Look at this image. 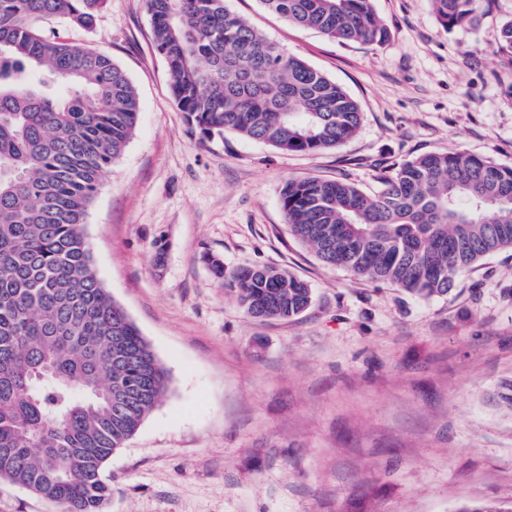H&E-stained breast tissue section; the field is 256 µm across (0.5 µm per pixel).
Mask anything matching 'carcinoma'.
Returning <instances> with one entry per match:
<instances>
[{
	"label": "carcinoma",
	"mask_w": 512,
	"mask_h": 512,
	"mask_svg": "<svg viewBox=\"0 0 512 512\" xmlns=\"http://www.w3.org/2000/svg\"><path fill=\"white\" fill-rule=\"evenodd\" d=\"M105 0H0V478L66 507L102 512L108 458L165 397L168 377L108 294L84 232L107 168L126 149L139 101L125 70L56 31L93 26ZM289 21L339 40L381 43L373 0H261ZM451 30L479 0H431ZM156 50L187 124L277 150L316 153L350 139L358 102L269 41L226 0H147ZM364 193L304 176L281 190L291 233L327 266L429 299L481 259L512 249V167L452 149L393 168ZM224 291L249 315L288 319L309 284L244 266ZM456 512H512L478 503Z\"/></svg>",
	"instance_id": "1"
}]
</instances>
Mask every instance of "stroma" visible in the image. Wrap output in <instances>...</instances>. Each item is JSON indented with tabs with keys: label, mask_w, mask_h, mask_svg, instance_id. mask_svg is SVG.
Returning a JSON list of instances; mask_svg holds the SVG:
<instances>
[{
	"label": "stroma",
	"mask_w": 512,
	"mask_h": 512,
	"mask_svg": "<svg viewBox=\"0 0 512 512\" xmlns=\"http://www.w3.org/2000/svg\"><path fill=\"white\" fill-rule=\"evenodd\" d=\"M227 7L360 105L336 149L291 153L234 133L200 139L169 90L146 0H108L93 28L49 21L111 56L140 111L102 177L85 234L94 267L169 376L165 398L104 464V512H456L512 500V250L448 295L409 296L325 266L289 231L281 189L341 178L378 192L390 167L460 148L512 166V0L446 30L430 0H374L381 44L341 43L268 11ZM225 271L276 266L313 300L249 316ZM0 512H65L0 479Z\"/></svg>",
	"instance_id": "stroma-1"
}]
</instances>
